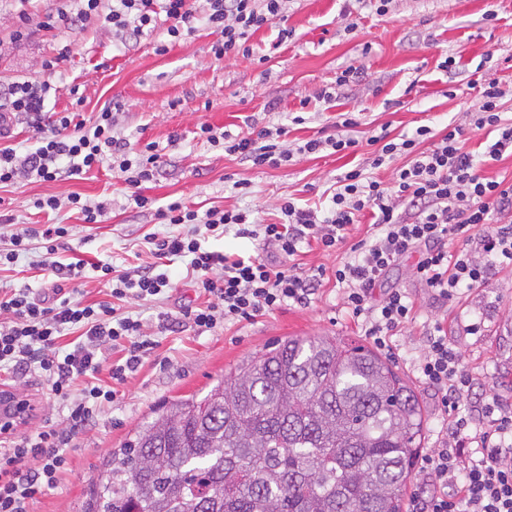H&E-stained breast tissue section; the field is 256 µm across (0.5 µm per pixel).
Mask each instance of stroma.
<instances>
[{"label":"stroma","instance_id":"35a3bbf8","mask_svg":"<svg viewBox=\"0 0 512 512\" xmlns=\"http://www.w3.org/2000/svg\"><path fill=\"white\" fill-rule=\"evenodd\" d=\"M57 0H0V90L14 81L39 80L45 61H55L54 92L47 101L51 112H77L93 122L112 102L123 105L116 116L117 131L130 141H155L163 151L149 196L158 204L178 199L204 211L250 208L263 223L279 222L281 200L293 199L304 208L327 209L336 179L372 156L371 136L413 135L421 126L438 131L459 126L466 151L479 164L482 176L512 182V155L485 158V131L476 128L481 97L471 84L494 79L512 87V0H390L386 15H376L371 0H287V45L275 47L276 28H262L249 39L252 56L215 59L216 37L207 26L178 43H170L165 27L149 35L119 43L108 24L45 28ZM349 8L358 28L346 29L339 13ZM495 20H487V13ZM27 22L29 37L14 41L13 32ZM169 43L166 53L155 48ZM452 69H443L446 58ZM361 68L360 83L338 88L334 106L319 101L322 89L336 86L348 67ZM356 113L352 133L359 146L353 154H297L285 165L258 170L239 157L225 154L200 138L201 125L239 132L246 116L258 126L287 127L290 144L336 135L337 114ZM303 124H294V116ZM182 137L168 148L171 134ZM247 189H238V181ZM78 194L104 204L108 219L88 224L81 214L64 207L51 219L68 225L56 257L68 262L78 256L129 270L157 264L171 286L155 301L130 299L123 309L156 330L161 314L179 317L174 331L158 332L159 345L136 375L120 386L114 402L101 412L92 429L77 435L67 451L68 466L58 486L37 498L32 512H82L86 493L108 453L151 420L155 407L167 400L206 392L227 368L288 336H336L357 342L365 337L348 315L343 290L334 280L339 262L351 254L348 245L326 252L318 245L303 247L297 261L302 271L325 269L326 275L308 305H291L251 322L218 324L199 333L184 313L199 303L198 290L181 257L156 259L144 240L150 233L165 234L153 211L135 208L111 166L80 174H62L51 182L23 178L0 186V214L17 227L46 223L49 217L35 208L36 199H61ZM16 264L0 268V285L30 286L40 297L58 284L50 270L37 268L44 251L40 240ZM413 259L401 260L376 298L386 289L409 293L415 317L392 338L387 357L416 390L426 418L425 448L435 446L449 428L434 390L413 373L422 353L428 325L442 323L449 340L460 350L465 368L478 380V390L494 389L512 401V266L493 267L483 285L461 303L442 304L413 275ZM477 324L478 331L465 327ZM38 401V415L21 428L30 433L42 426L64 427L67 400L53 397L37 376L19 377L0 368V385Z\"/></svg>","mask_w":512,"mask_h":512}]
</instances>
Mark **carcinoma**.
I'll return each instance as SVG.
<instances>
[{
	"label": "carcinoma",
	"instance_id": "obj_1",
	"mask_svg": "<svg viewBox=\"0 0 512 512\" xmlns=\"http://www.w3.org/2000/svg\"><path fill=\"white\" fill-rule=\"evenodd\" d=\"M426 423L359 342L290 336L168 402L112 451L83 512H404Z\"/></svg>",
	"mask_w": 512,
	"mask_h": 512
}]
</instances>
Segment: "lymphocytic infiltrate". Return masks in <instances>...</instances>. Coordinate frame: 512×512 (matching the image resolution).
Wrapping results in <instances>:
<instances>
[{
  "label": "lymphocytic infiltrate",
  "mask_w": 512,
  "mask_h": 512,
  "mask_svg": "<svg viewBox=\"0 0 512 512\" xmlns=\"http://www.w3.org/2000/svg\"><path fill=\"white\" fill-rule=\"evenodd\" d=\"M81 2L74 14L58 9L49 24L84 25L101 19L123 41L162 24L176 42L194 34L202 22L218 36L212 50L219 60L251 55L248 40L261 28L277 27L281 43L291 35L277 26L284 18L285 0H205L200 8L192 0ZM51 88L47 79L15 81L1 94L5 101L0 111L26 121L38 145L21 159L14 149L0 148V185L32 176L54 181L62 173L78 175L111 162L136 207L154 209L160 223L173 227L172 233L153 237L155 256L189 258L190 273L204 295L196 310L186 313L198 332L214 329L221 320L252 321L291 303L308 304L321 276L298 271L294 257L311 242L326 251L336 250L366 211L372 216L371 231L354 246L353 257L337 266L334 277L349 315L361 320L365 335L378 347L390 346L393 331L412 318L414 305L406 289L392 288L382 300L373 298L375 288L400 259L415 256L416 278L442 302L461 301L485 282L491 266L512 265V225L494 223L495 217L512 213V183L479 174L473 155L463 149L460 128L445 127L437 133L434 147L426 150L421 144L432 133L426 126L401 142H386L367 167H355L339 178L325 213L288 199L279 205L281 221L265 224L249 209L212 207L200 212L179 201L155 206L143 186L157 172V143L132 151L130 141L115 132V115L122 108L118 102L104 107L89 126L66 112L48 115L45 102ZM504 95L498 81L484 83L475 120L477 128L496 134L485 151L493 160L512 152V122L500 115ZM357 124L352 113L339 114L341 135L313 138L295 150L288 147L283 127H250L233 133L204 124L200 135L253 168L264 169L281 166L297 152L352 150L358 142L349 131ZM398 154L406 155L408 162L397 169L392 185L367 176V169L379 168ZM484 224L489 232L473 239L472 230ZM200 225L210 232L231 229L239 237L262 241L277 256L235 258L206 250L196 231ZM68 233L64 224L19 228L10 234L8 247L0 249V266L11 265L38 237L46 249L41 264L57 278L78 280L90 268L112 285L110 300L87 304L59 288L40 299L26 286L0 293V366L38 375L51 394L72 401L66 427L41 428L0 447V512H30L31 502L57 486L67 463L65 448L95 425L99 413L115 398L118 385L158 345L141 320L124 315L115 303L124 298L154 299L169 288L168 276L151 265L119 274L113 265H90L80 257L66 264L57 261L55 243ZM452 240L460 243L453 251L448 248ZM473 240L478 243L474 249L469 246ZM106 344L119 353L110 364L102 354ZM417 367L425 383L441 392L451 430L438 448L422 457L419 471L431 490L412 496L406 512H512V404L488 392L479 415L461 411L460 400L472 390L474 378L441 324L429 328ZM104 371L109 374L105 381L100 378ZM469 446L478 458L460 467L459 452Z\"/></svg>",
  "instance_id": "lymphocytic-infiltrate-1"
}]
</instances>
